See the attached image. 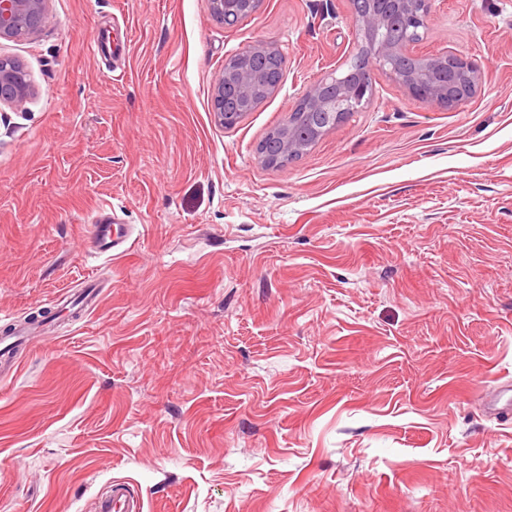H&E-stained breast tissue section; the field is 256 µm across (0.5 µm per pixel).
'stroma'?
Masks as SVG:
<instances>
[{
	"label": "stroma",
	"instance_id": "35a3bbf8",
	"mask_svg": "<svg viewBox=\"0 0 512 512\" xmlns=\"http://www.w3.org/2000/svg\"><path fill=\"white\" fill-rule=\"evenodd\" d=\"M0 40V512H512V0H435L423 54L481 71L454 108L371 67L301 158L257 149L348 61L349 0H50ZM277 46L279 89L210 112L226 57ZM134 227L96 254L92 223ZM102 283L91 310L54 295ZM212 17L224 27L236 26L258 9L259 0H208ZM33 95V86L24 67L0 56V104L23 105ZM95 511L140 512L143 511V502L135 496L130 483L113 481L109 489L97 499Z\"/></svg>",
	"mask_w": 512,
	"mask_h": 512
}]
</instances>
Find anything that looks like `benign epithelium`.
Returning a JSON list of instances; mask_svg holds the SVG:
<instances>
[{
	"mask_svg": "<svg viewBox=\"0 0 512 512\" xmlns=\"http://www.w3.org/2000/svg\"><path fill=\"white\" fill-rule=\"evenodd\" d=\"M50 0H0V40H21L42 31L49 20ZM212 17L226 27L237 25L258 9L260 0H208ZM433 0H361L353 4L360 50L374 54L385 70L410 94L431 104L448 107L469 97L480 81L478 71L465 59L448 54L419 55L412 45L421 39ZM283 78L280 52L259 42L245 54L224 61V70L211 90V112L221 126L240 120L239 108L254 106L260 96H270ZM368 94V75H346L332 70L309 84L282 123L283 134L264 142L259 155L266 162L282 163L297 157L292 135L296 113L309 117L308 132L320 136L356 110ZM33 95L24 67L0 56V104L23 105Z\"/></svg>",
	"mask_w": 512,
	"mask_h": 512,
	"instance_id": "1",
	"label": "benign epithelium"
}]
</instances>
